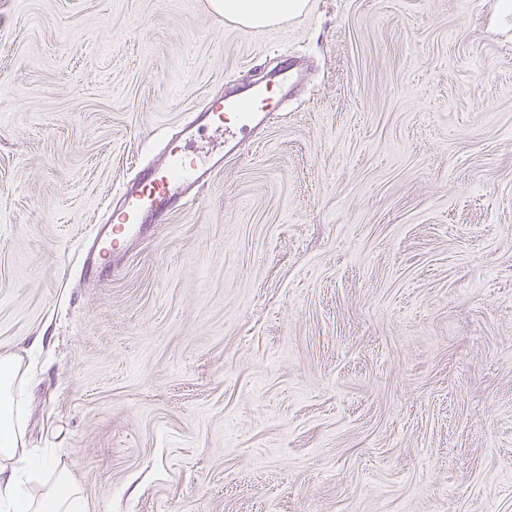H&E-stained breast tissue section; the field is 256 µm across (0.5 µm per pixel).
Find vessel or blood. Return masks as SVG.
I'll use <instances>...</instances> for the list:
<instances>
[{
    "label": "vessel or blood",
    "instance_id": "1",
    "mask_svg": "<svg viewBox=\"0 0 512 512\" xmlns=\"http://www.w3.org/2000/svg\"><path fill=\"white\" fill-rule=\"evenodd\" d=\"M291 68L280 65L269 86L254 87L245 96L225 95L212 100L203 110L190 113L176 135L165 146V161L142 167L119 190V199L103 218L105 232L94 238L82 254L84 276H93L105 264L124 258L146 230V219L161 224L174 208L187 207L223 165L222 157L191 154L188 142L204 126L224 136L226 152L237 149L236 132L265 127L271 118L261 102L269 87L287 85Z\"/></svg>",
    "mask_w": 512,
    "mask_h": 512
}]
</instances>
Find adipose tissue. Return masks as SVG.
I'll use <instances>...</instances> for the list:
<instances>
[{
	"mask_svg": "<svg viewBox=\"0 0 512 512\" xmlns=\"http://www.w3.org/2000/svg\"><path fill=\"white\" fill-rule=\"evenodd\" d=\"M226 19L264 28L300 15L308 0H211ZM23 371L19 357L0 353V512H85V498L66 464L27 448L21 409ZM54 481L40 496L30 487L44 473Z\"/></svg>",
	"mask_w": 512,
	"mask_h": 512,
	"instance_id": "adipose-tissue-1",
	"label": "adipose tissue"
}]
</instances>
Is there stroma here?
<instances>
[{
    "label": "stroma",
    "instance_id": "1",
    "mask_svg": "<svg viewBox=\"0 0 512 512\" xmlns=\"http://www.w3.org/2000/svg\"><path fill=\"white\" fill-rule=\"evenodd\" d=\"M0 0V352L86 512H512V11ZM307 71L105 281L189 113ZM211 6L224 19L246 27L264 28L305 12L308 0H211Z\"/></svg>",
    "mask_w": 512,
    "mask_h": 512
}]
</instances>
